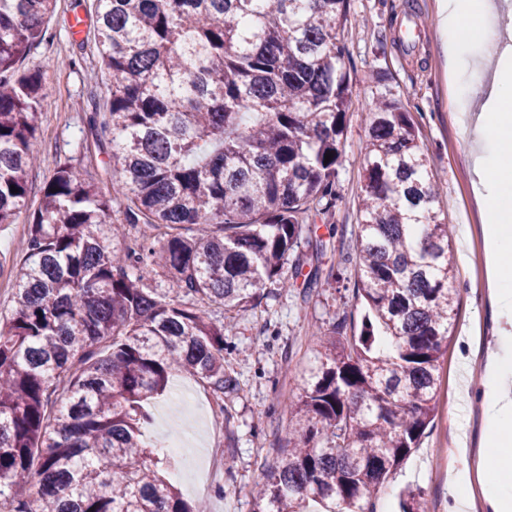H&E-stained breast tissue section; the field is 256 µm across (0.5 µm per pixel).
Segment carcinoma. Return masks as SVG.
Returning <instances> with one entry per match:
<instances>
[{
    "label": "carcinoma",
    "instance_id": "cac0c4a2",
    "mask_svg": "<svg viewBox=\"0 0 512 512\" xmlns=\"http://www.w3.org/2000/svg\"><path fill=\"white\" fill-rule=\"evenodd\" d=\"M56 3L0 0V224L26 205L40 161L44 76L19 63ZM96 4L109 108L92 123L119 217L106 221L115 197L69 164L39 189L0 328V512H194L146 438L148 401L182 372L238 389L227 314L291 287L308 221L332 215L349 3ZM370 112L353 288L368 314L316 351L292 446L254 488L253 512H370L437 415L457 296L450 233L409 112L383 92ZM151 272L176 288L152 287ZM386 340L394 353L381 355Z\"/></svg>",
    "mask_w": 512,
    "mask_h": 512
}]
</instances>
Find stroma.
Returning a JSON list of instances; mask_svg holds the SVG:
<instances>
[{"label": "stroma", "instance_id": "1", "mask_svg": "<svg viewBox=\"0 0 512 512\" xmlns=\"http://www.w3.org/2000/svg\"><path fill=\"white\" fill-rule=\"evenodd\" d=\"M349 2L344 67L350 76L351 103L338 167L341 199L332 217L316 224L317 235L330 237L331 244L321 256L301 244L303 274L292 287L264 294L254 310L236 315L224 338V358L240 383L239 391L217 394L181 374L177 380L189 387L197 407H210L206 419L184 413L170 392L149 405L151 435L182 439L194 464H208L210 449H221L223 464L206 484L194 485L190 470L177 482L184 501L201 505L204 512H253L252 490L265 480L293 434L291 404L301 392L316 349L334 325L344 324L350 333L361 329L364 307L352 291L331 285L308 295L303 276L332 266L348 282L360 276L356 236L361 159L369 107L377 93L371 78L376 69L386 73V89L409 111L431 168L441 178L442 218L450 230L461 225L469 229L462 253L449 255L458 303L451 340L438 361L439 390L453 407L462 376H469L472 389L480 387L490 333V312L479 286L486 278L484 222L474 197L473 144L455 120L456 102L438 36L439 0ZM78 12L94 17V0H57L45 40L20 64L21 69L41 71L45 78L37 115L41 162L32 177L43 182L67 163L96 180L108 195L112 183L102 175L105 156L90 126L94 113L106 110V76L94 33L79 39L68 29V14ZM26 224L23 212L14 223L0 224L1 327L8 325L16 307L13 268L27 252ZM470 435L469 447L461 448L456 427L435 420L418 448L389 475L375 499L376 512H398L400 494L410 489L420 490L424 512H448L445 475L461 466L464 452H476L482 436L481 403L476 399L470 407Z\"/></svg>", "mask_w": 512, "mask_h": 512}]
</instances>
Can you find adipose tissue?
<instances>
[{
	"label": "adipose tissue",
	"mask_w": 512,
	"mask_h": 512,
	"mask_svg": "<svg viewBox=\"0 0 512 512\" xmlns=\"http://www.w3.org/2000/svg\"><path fill=\"white\" fill-rule=\"evenodd\" d=\"M494 0H442L443 47L455 69L457 122L476 143V196L488 218L487 297L501 321L482 377L483 446L448 476L449 512H512V39L493 37Z\"/></svg>",
	"instance_id": "adipose-tissue-1"
}]
</instances>
